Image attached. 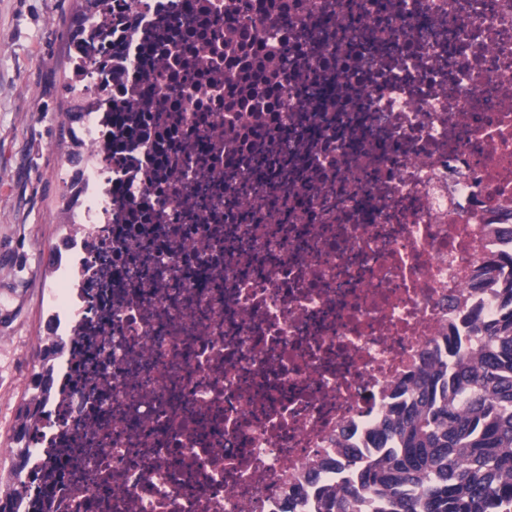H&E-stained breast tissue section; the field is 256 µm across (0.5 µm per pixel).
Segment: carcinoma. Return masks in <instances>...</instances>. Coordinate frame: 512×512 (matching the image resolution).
I'll list each match as a JSON object with an SVG mask.
<instances>
[{"label": "carcinoma", "instance_id": "carcinoma-1", "mask_svg": "<svg viewBox=\"0 0 512 512\" xmlns=\"http://www.w3.org/2000/svg\"><path fill=\"white\" fill-rule=\"evenodd\" d=\"M493 284L504 297L478 348L466 350L454 333L427 353L428 368L402 382L369 436L378 455L364 461L342 449L336 484L313 478L312 512H512L511 253L480 262L473 287ZM62 347L44 348L34 389L52 390L49 362ZM40 418L28 399L15 427L17 471L30 464Z\"/></svg>", "mask_w": 512, "mask_h": 512}]
</instances>
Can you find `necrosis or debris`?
Instances as JSON below:
<instances>
[{"label": "necrosis or debris", "mask_w": 512, "mask_h": 512, "mask_svg": "<svg viewBox=\"0 0 512 512\" xmlns=\"http://www.w3.org/2000/svg\"><path fill=\"white\" fill-rule=\"evenodd\" d=\"M63 349L17 512H279L511 253L512 0H97Z\"/></svg>", "instance_id": "4bbe7bcc"}]
</instances>
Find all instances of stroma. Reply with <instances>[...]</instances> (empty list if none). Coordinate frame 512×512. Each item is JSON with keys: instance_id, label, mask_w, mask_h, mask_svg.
Segmentation results:
<instances>
[{"instance_id": "35a3bbf8", "label": "stroma", "mask_w": 512, "mask_h": 512, "mask_svg": "<svg viewBox=\"0 0 512 512\" xmlns=\"http://www.w3.org/2000/svg\"><path fill=\"white\" fill-rule=\"evenodd\" d=\"M77 0H0V482L47 336L45 295L69 149L63 93Z\"/></svg>"}]
</instances>
